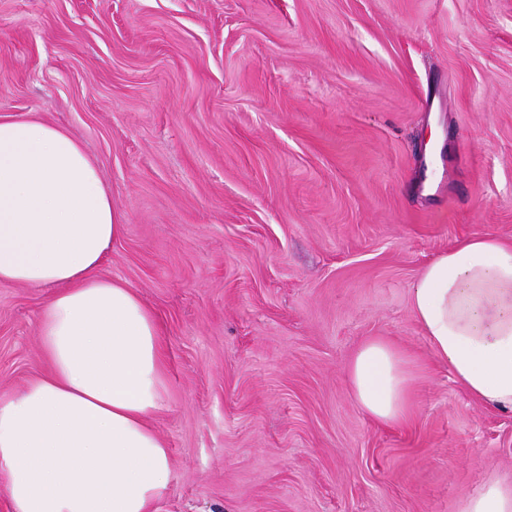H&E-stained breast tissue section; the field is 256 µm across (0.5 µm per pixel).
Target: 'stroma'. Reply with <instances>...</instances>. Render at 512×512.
Wrapping results in <instances>:
<instances>
[{
    "mask_svg": "<svg viewBox=\"0 0 512 512\" xmlns=\"http://www.w3.org/2000/svg\"><path fill=\"white\" fill-rule=\"evenodd\" d=\"M0 117L84 147L126 224L100 276L155 314L158 512H459L512 488V411L434 354L411 287L512 242V0H0ZM50 289L0 283V395ZM403 350L378 424L347 365ZM348 378L353 399L371 420L390 425L405 418L412 377L406 354L388 340H365L349 363Z\"/></svg>",
    "mask_w": 512,
    "mask_h": 512,
    "instance_id": "stroma-1",
    "label": "stroma"
}]
</instances>
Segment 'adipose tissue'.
Returning <instances> with one entry per match:
<instances>
[{
	"instance_id": "1",
	"label": "adipose tissue",
	"mask_w": 512,
	"mask_h": 512,
	"mask_svg": "<svg viewBox=\"0 0 512 512\" xmlns=\"http://www.w3.org/2000/svg\"><path fill=\"white\" fill-rule=\"evenodd\" d=\"M125 229L82 145L39 119H0V283L52 287L38 334L46 374L0 396V491L13 512H153L171 478L150 424L165 403L154 313L99 276ZM440 361L484 405L512 411V244L476 235L411 288ZM348 378L373 421L401 422L411 373L388 340H365Z\"/></svg>"
}]
</instances>
